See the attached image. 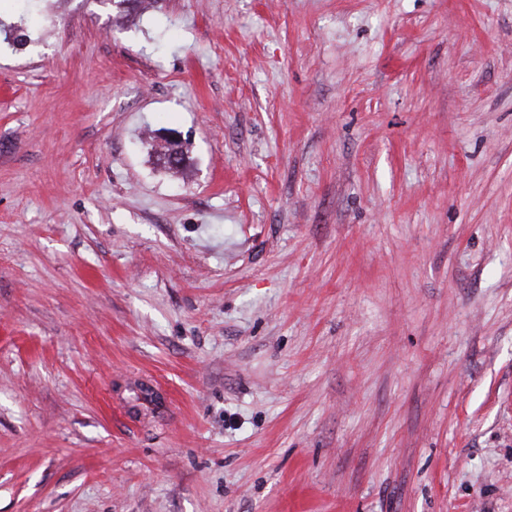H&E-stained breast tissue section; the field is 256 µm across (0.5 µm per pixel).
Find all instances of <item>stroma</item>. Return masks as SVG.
<instances>
[{
    "mask_svg": "<svg viewBox=\"0 0 512 512\" xmlns=\"http://www.w3.org/2000/svg\"><path fill=\"white\" fill-rule=\"evenodd\" d=\"M0 20V512H512V0Z\"/></svg>",
    "mask_w": 512,
    "mask_h": 512,
    "instance_id": "obj_1",
    "label": "stroma"
}]
</instances>
